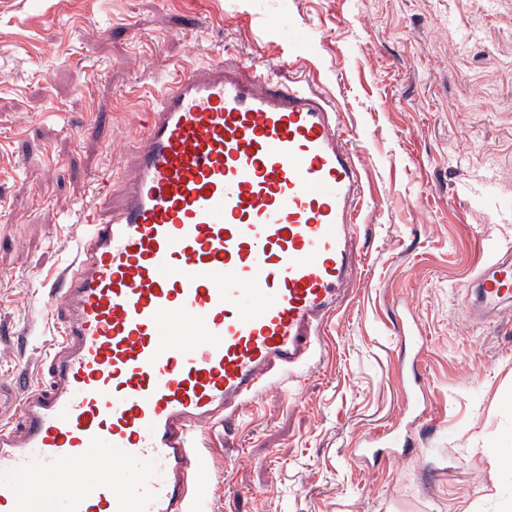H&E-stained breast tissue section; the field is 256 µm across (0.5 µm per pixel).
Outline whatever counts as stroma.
<instances>
[{
  "label": "stroma",
  "mask_w": 512,
  "mask_h": 512,
  "mask_svg": "<svg viewBox=\"0 0 512 512\" xmlns=\"http://www.w3.org/2000/svg\"><path fill=\"white\" fill-rule=\"evenodd\" d=\"M228 57L339 105L363 262L314 365L217 431L206 512H512L491 468L512 461V314L463 307L490 250H512V0H0V380L40 382L45 286L83 232L69 213L130 158L150 89Z\"/></svg>",
  "instance_id": "stroma-1"
}]
</instances>
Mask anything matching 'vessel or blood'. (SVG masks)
Here are the masks:
<instances>
[{
    "label": "vessel or blood",
    "mask_w": 512,
    "mask_h": 512,
    "mask_svg": "<svg viewBox=\"0 0 512 512\" xmlns=\"http://www.w3.org/2000/svg\"><path fill=\"white\" fill-rule=\"evenodd\" d=\"M362 193L340 112L311 85L235 58L160 81L130 166L78 211L47 383L0 384V512H200L198 432L311 367L361 262ZM511 309L499 251L466 313Z\"/></svg>",
    "instance_id": "1"
}]
</instances>
